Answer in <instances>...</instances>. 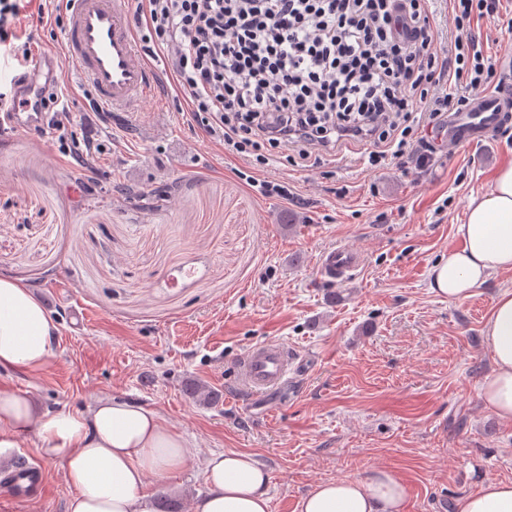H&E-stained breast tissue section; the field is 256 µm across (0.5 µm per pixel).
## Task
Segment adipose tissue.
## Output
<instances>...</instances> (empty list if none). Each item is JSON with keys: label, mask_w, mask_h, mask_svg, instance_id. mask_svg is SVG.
Returning <instances> with one entry per match:
<instances>
[{"label": "adipose tissue", "mask_w": 512, "mask_h": 512, "mask_svg": "<svg viewBox=\"0 0 512 512\" xmlns=\"http://www.w3.org/2000/svg\"><path fill=\"white\" fill-rule=\"evenodd\" d=\"M461 249L431 269V289L451 301L473 295L496 273L512 272V162L495 173L489 193L470 197ZM58 327L31 288L0 277V368L31 374L53 357ZM491 370L480 397L512 419V289L497 294L483 323ZM36 430L40 455L59 462L70 489L68 512H153L148 478L182 472L191 460L182 433L158 411L103 396L85 411L37 414L24 395L0 390V456L21 434ZM208 491L193 512H270L269 475L256 457L227 452L201 463ZM407 491L394 473L375 468L355 478L321 481L293 512H405ZM456 512H512V481L488 480L456 502Z\"/></svg>", "instance_id": "adipose-tissue-1"}]
</instances>
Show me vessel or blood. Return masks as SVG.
<instances>
[{
  "label": "vessel or blood",
  "instance_id": "obj_1",
  "mask_svg": "<svg viewBox=\"0 0 512 512\" xmlns=\"http://www.w3.org/2000/svg\"><path fill=\"white\" fill-rule=\"evenodd\" d=\"M67 24L60 50L75 66L78 80L92 90L94 102L123 112H147L157 104L158 72L139 53L135 31L118 0H66ZM51 55L36 57L15 96L0 103V125L17 131L45 126L47 115L38 106L43 101L60 103L56 67ZM512 107V90L475 96L470 111L449 115L442 130L448 147L485 139ZM362 255L347 246L323 253L318 267L321 277L347 281L360 269ZM301 360L276 341L257 344L234 361V386L241 401L249 403L287 387ZM16 479L11 493L24 498V489L40 484L43 475L24 457L11 464Z\"/></svg>",
  "mask_w": 512,
  "mask_h": 512
}]
</instances>
